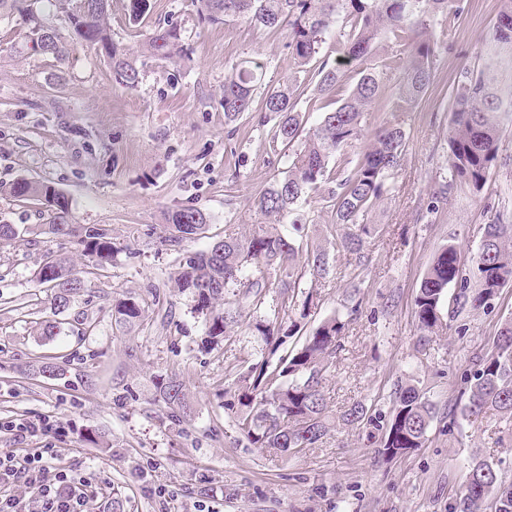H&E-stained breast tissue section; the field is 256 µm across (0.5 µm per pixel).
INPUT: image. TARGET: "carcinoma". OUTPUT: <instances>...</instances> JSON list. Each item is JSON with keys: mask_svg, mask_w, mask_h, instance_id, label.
I'll use <instances>...</instances> for the list:
<instances>
[{"mask_svg": "<svg viewBox=\"0 0 512 512\" xmlns=\"http://www.w3.org/2000/svg\"><path fill=\"white\" fill-rule=\"evenodd\" d=\"M42 0H0V13H17L27 24V39L44 43L42 54L62 61L67 48L42 13ZM69 4L68 26L80 41L100 48L116 82L135 87L140 71L133 58L112 41L107 26L108 0H57ZM209 22L244 20L255 27H288V52L294 67L282 82L267 89L262 110L275 114L274 139L293 148L287 171L250 199L257 216L248 233L228 236L208 249L193 253L174 272L175 285L192 298L195 311L204 317L205 343L218 350L232 339L235 315L257 310L265 291L274 290L281 303L296 306L298 289L305 279L319 283L330 274L327 250L304 246L303 224L309 222L304 206L320 199L339 228L336 247L346 252L355 266L365 265L366 244L377 225L373 213L388 199L389 180L397 173L406 149L404 128L387 121L366 134L372 106L384 93L391 73L399 71L392 111L410 112L433 82L435 47L428 30L438 16L463 13L467 0H197ZM336 33L333 52L336 65L324 52L331 33ZM403 38L411 47L401 62L382 58L385 42ZM493 38L512 51V0H503ZM146 51L160 60L176 59L185 52L175 26L153 33ZM353 80L348 95L339 97L346 79ZM258 76L240 64L224 76L221 105L224 119L235 122L251 111ZM504 89L483 74H460L451 109L448 137V182L431 194L425 211L434 213L449 202L453 190L466 185L481 188L499 159L500 104ZM333 96L335 107L305 128L299 102L308 96ZM36 199L50 211L43 231L73 237L101 270L114 261L117 248L107 233L94 226L68 221L69 202L54 186L20 179L0 195ZM207 214L192 207L166 214L161 244L178 250L184 240L205 232ZM466 268L453 243L442 246L427 268L413 299L417 327L433 333L442 327V308L449 287L456 288L452 318L464 308H489L500 290L512 281V224L501 219L486 225L484 240ZM38 285L50 291L51 309L63 314L72 299L91 287L76 276L69 258L48 252L35 272ZM232 297H227V294ZM314 293L306 294L300 319L285 324L276 310L273 317L251 324L252 332L276 351L284 339L303 334L301 346L286 352L272 364L263 360L230 373L236 423L250 445L278 457L310 448L336 428L368 425L377 431L379 453L395 459L421 448L437 418L434 404L415 385H396L389 411L356 402L339 417L329 411L326 373L340 347L346 323L333 315L309 333L301 320L307 317ZM145 312L144 301L129 297L115 309L116 321L133 325ZM155 399L168 417L189 423L195 405L185 384L175 375L158 376ZM492 411L512 420V320L499 330L493 350L476 360L466 402L465 419L478 420ZM453 512H512V484L505 485L497 464L479 456L471 458Z\"/></svg>", "mask_w": 512, "mask_h": 512, "instance_id": "cac0c4a2", "label": "carcinoma"}]
</instances>
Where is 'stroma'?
<instances>
[{
	"label": "stroma",
	"instance_id": "1",
	"mask_svg": "<svg viewBox=\"0 0 512 512\" xmlns=\"http://www.w3.org/2000/svg\"><path fill=\"white\" fill-rule=\"evenodd\" d=\"M127 0H110L113 41L134 58L137 87L116 82L104 54L70 39L58 7L46 12L66 40L64 61L33 54L18 16H0V185L27 178L53 184L69 201L72 223L107 229L119 252L69 310L54 314L33 272L45 253L69 254L73 269L89 265L69 238L42 233L43 205L0 196V224L20 235L0 242V452L38 448L12 421L56 416L71 421L57 437L59 466L100 486L89 512L121 499L124 512H451L473 456L499 462L512 483V422L489 415L476 423L452 410L475 356L492 346L512 319V284L491 308L466 309L448 326L421 336L413 297L436 251L454 243L477 252L490 221L487 206L512 224V165L495 164L482 188L455 189L451 205L419 212L422 200L449 178V108L463 70L491 71L512 83V54L493 30L501 0H469L459 16L432 31L435 78L419 105L394 112L380 99L369 126L400 123L407 151L394 179L365 266L334 252V271L306 319L315 327L331 315L345 334L327 374L329 408L355 402L388 409L397 381L422 388L438 416L422 448L386 459L368 427L337 428L323 443L272 461L238 429L224 394L233 366L268 350L250 324L230 344L203 348L205 324L171 277L182 257L206 249L255 222L249 198L288 168V149L274 140V114L263 111L264 88L293 68L288 31L201 20L195 0H151L131 23ZM174 23L188 57L162 61L144 45L157 27ZM244 60L262 65V91L233 124L219 104L224 76ZM202 209L203 235L181 251L159 242L166 213ZM145 301L144 318L126 329L115 307L130 294ZM58 333L44 335L45 322ZM53 377L39 374L43 363ZM178 375L198 415L175 424L155 399L160 375Z\"/></svg>",
	"mask_w": 512,
	"mask_h": 512
}]
</instances>
